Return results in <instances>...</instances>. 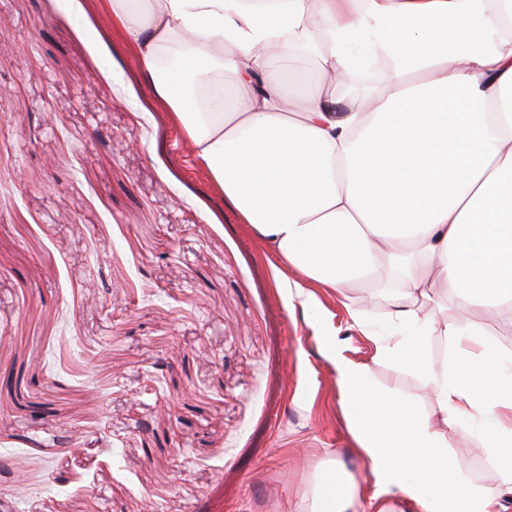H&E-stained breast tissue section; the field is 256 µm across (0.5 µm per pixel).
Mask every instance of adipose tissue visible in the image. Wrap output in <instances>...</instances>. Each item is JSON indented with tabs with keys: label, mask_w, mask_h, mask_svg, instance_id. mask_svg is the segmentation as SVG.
<instances>
[{
	"label": "adipose tissue",
	"mask_w": 512,
	"mask_h": 512,
	"mask_svg": "<svg viewBox=\"0 0 512 512\" xmlns=\"http://www.w3.org/2000/svg\"><path fill=\"white\" fill-rule=\"evenodd\" d=\"M138 43L155 92L226 203L311 287L371 282L387 294L396 336L372 337L374 360L420 371L436 424L365 387V363L325 346L338 383L360 386L351 434L370 461L378 512H512V344L475 340L431 314L440 287L477 309L512 306V0H100ZM314 16L331 44L309 88L284 89L275 56ZM392 61L368 107L339 94L356 50ZM446 337L451 362L424 355ZM490 417L499 465L490 493L457 462L428 466L463 422Z\"/></svg>",
	"instance_id": "1"
}]
</instances>
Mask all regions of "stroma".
<instances>
[{
    "mask_svg": "<svg viewBox=\"0 0 512 512\" xmlns=\"http://www.w3.org/2000/svg\"><path fill=\"white\" fill-rule=\"evenodd\" d=\"M263 254L100 0H0V512H300L331 457L374 512L323 324L424 415L427 382L348 327L390 330L367 285L304 310ZM437 311L512 341L503 310ZM495 439L466 422L430 462L491 491Z\"/></svg>",
    "mask_w": 512,
    "mask_h": 512,
    "instance_id": "35a3bbf8",
    "label": "stroma"
}]
</instances>
